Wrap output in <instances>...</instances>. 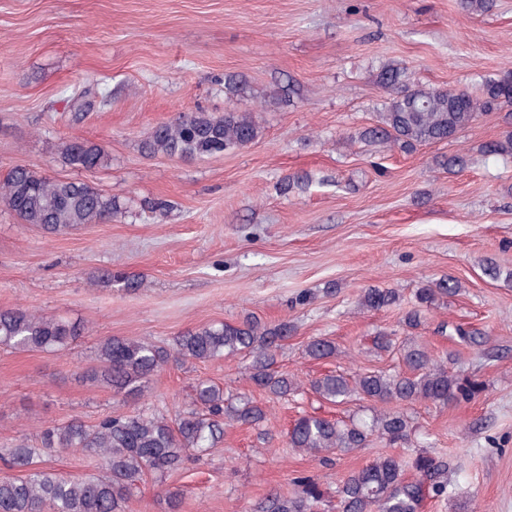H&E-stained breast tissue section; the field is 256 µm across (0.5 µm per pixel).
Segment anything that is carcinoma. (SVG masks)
<instances>
[{"label": "carcinoma", "instance_id": "1", "mask_svg": "<svg viewBox=\"0 0 512 512\" xmlns=\"http://www.w3.org/2000/svg\"><path fill=\"white\" fill-rule=\"evenodd\" d=\"M378 84L389 93L377 124L362 132L371 141L404 150L454 137L481 112L500 103L512 104V70L485 80L480 95L435 88H411L405 69L395 63L382 67ZM260 136L252 110L191 112L154 126L142 140L143 152L201 160L229 150L244 148ZM491 156L512 158V133L485 145ZM61 154L64 162L77 169L104 165L107 156L95 144L68 141ZM0 206L14 212L25 224L55 235L85 224L116 216L120 207L111 196L89 184L52 179L16 165L0 181ZM459 282L448 276L428 281L414 295V307L404 315V325L416 328L420 314L443 296L454 294ZM399 294L390 288H367L360 306L381 310L397 305ZM85 327L45 316L24 307L0 309V346L23 351L60 352L84 332ZM294 332L282 321L273 326L246 318L238 324L214 323L187 331L169 346L147 339L109 336L97 347L96 365L85 379L111 389L126 398H139L149 389L158 372L173 362H205L222 356L251 357L249 379L275 398L299 394L296 378L273 369L276 355ZM448 333L473 346L484 343L477 330L459 325ZM380 352L398 349L405 372H367L348 375L331 372L309 383L310 390L331 404H342L353 395L382 404L431 402L460 404L476 398L483 384L462 376L438 361L415 341L396 347L388 333L372 339ZM314 360L336 356V345L327 338H315L306 345ZM267 418L264 407L247 396L233 404L224 388L209 380L194 385L188 408L175 417L157 410H139L129 415L101 418L88 425L75 417L46 428L40 444L21 440L0 448V462L19 475L0 477V512H127L134 482L147 473H167L183 466L192 456L204 455L224 437V426L234 423L258 425ZM409 420L401 410L379 412L357 423L346 424L318 414L299 416L288 431V447L330 462L328 454L361 447L376 434L391 443L408 436ZM75 451L98 459L102 474L87 477L64 476L35 459ZM415 478L405 477L406 470ZM295 492L275 494L259 505V512H316L323 501L320 483L311 476L292 479ZM448 495V461L425 452L413 455H383L360 471L336 484L340 512H423L426 503Z\"/></svg>", "mask_w": 512, "mask_h": 512}]
</instances>
